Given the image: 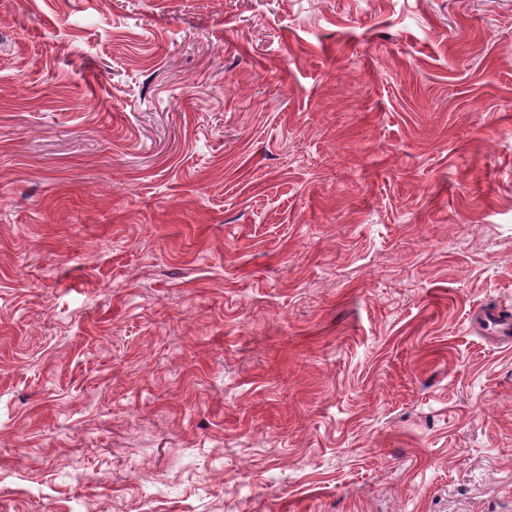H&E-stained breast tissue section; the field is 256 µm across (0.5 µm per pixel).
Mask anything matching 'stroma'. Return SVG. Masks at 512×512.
I'll list each match as a JSON object with an SVG mask.
<instances>
[{
    "mask_svg": "<svg viewBox=\"0 0 512 512\" xmlns=\"http://www.w3.org/2000/svg\"><path fill=\"white\" fill-rule=\"evenodd\" d=\"M512 0H0V512H512Z\"/></svg>",
    "mask_w": 512,
    "mask_h": 512,
    "instance_id": "1",
    "label": "stroma"
}]
</instances>
